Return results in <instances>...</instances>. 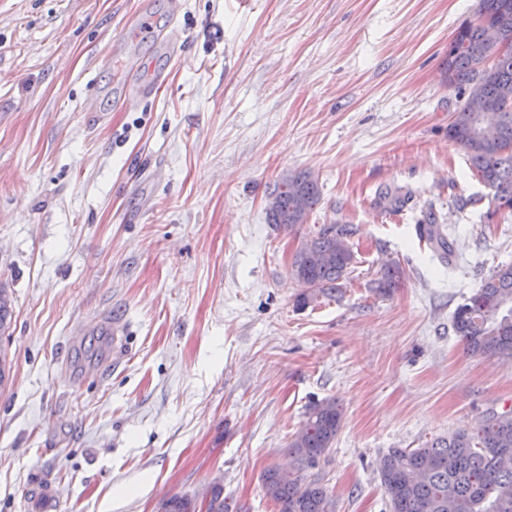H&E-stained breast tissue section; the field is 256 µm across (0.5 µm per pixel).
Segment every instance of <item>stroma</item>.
<instances>
[{"mask_svg": "<svg viewBox=\"0 0 512 512\" xmlns=\"http://www.w3.org/2000/svg\"><path fill=\"white\" fill-rule=\"evenodd\" d=\"M478 0H0V287L13 317L0 388V512H162L221 484L277 512L309 405L343 410L316 467L334 512H391L379 478L420 448L512 410V362L467 353L455 308L512 264V214L448 138L462 104L441 63ZM177 23L185 59L135 16ZM168 79L137 109L131 74ZM95 97L106 119L88 122ZM301 171L321 201L268 224ZM413 191L397 212L383 192ZM433 223L444 257L419 238ZM349 225L341 292L297 307L291 263ZM399 264L379 293L380 266ZM108 311L120 353L91 320Z\"/></svg>", "mask_w": 512, "mask_h": 512, "instance_id": "35a3bbf8", "label": "stroma"}]
</instances>
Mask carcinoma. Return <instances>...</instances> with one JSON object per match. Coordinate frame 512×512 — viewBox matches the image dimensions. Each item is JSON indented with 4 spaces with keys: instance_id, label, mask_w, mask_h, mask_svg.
I'll use <instances>...</instances> for the list:
<instances>
[{
    "instance_id": "carcinoma-1",
    "label": "carcinoma",
    "mask_w": 512,
    "mask_h": 512,
    "mask_svg": "<svg viewBox=\"0 0 512 512\" xmlns=\"http://www.w3.org/2000/svg\"><path fill=\"white\" fill-rule=\"evenodd\" d=\"M478 12L512 41V0H479ZM487 49L483 28L463 21L448 44L442 74L461 91L478 86L486 104L499 111L493 128L464 104L448 122V139L465 151L475 176L490 191L493 217L512 213V50L496 55L485 77L478 63ZM272 193L277 205L267 212L268 223L287 230L306 223L320 202L318 182L308 173L281 179ZM349 236L347 225L325 224L296 251L292 272L310 286L297 305L341 292L342 280L355 262ZM420 237L451 252L449 242L431 224L420 228ZM400 275L398 266L381 265L377 289L389 292L398 286ZM452 326L468 352L512 361V265L497 267L456 307ZM342 418L334 400L310 405L304 424L288 442L292 468L275 466L264 472L263 488L278 512H332L327 488L306 471L332 448ZM380 478L392 512H512V412L494 414L476 429H458L424 448H393L383 460ZM162 509L194 512L187 494L170 496ZM208 512H232L219 484L211 490Z\"/></svg>"
}]
</instances>
